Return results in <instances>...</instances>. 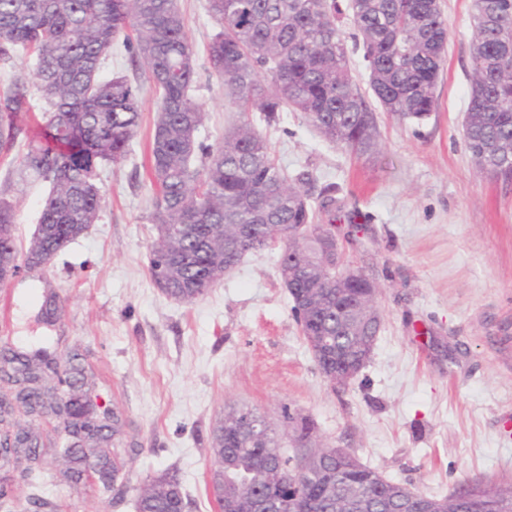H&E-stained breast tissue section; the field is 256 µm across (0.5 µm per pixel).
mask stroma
Instances as JSON below:
<instances>
[{
	"label": "stroma",
	"mask_w": 512,
	"mask_h": 512,
	"mask_svg": "<svg viewBox=\"0 0 512 512\" xmlns=\"http://www.w3.org/2000/svg\"><path fill=\"white\" fill-rule=\"evenodd\" d=\"M198 62L194 101L202 136L242 121L210 75L206 44L217 27L208 0H179ZM448 45L422 126L377 110L381 148L352 158L324 141L300 113L265 131L289 173L336 183L353 225L336 237L345 263L380 285L383 324L371 358L345 386L327 382L307 349L277 276V254H247L194 303L174 301L148 273L149 141L158 102L143 98L130 155L100 168L99 221L52 266L0 286V344L79 354L101 409L121 417L127 491L112 503L97 482L63 475L66 438L55 419L35 421L44 470L0 462L16 488L0 512H26L33 486L56 512H136L140 489L176 471L188 512H216L209 448L230 408L267 416L283 431L282 407L311 419L321 445L344 448L386 479L436 497L466 478L512 482V184L479 171L463 140L472 75L473 0H439ZM16 206L27 246L50 186L0 164V189ZM62 310L38 318L46 291Z\"/></svg>",
	"instance_id": "stroma-1"
}]
</instances>
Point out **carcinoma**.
<instances>
[{
    "mask_svg": "<svg viewBox=\"0 0 512 512\" xmlns=\"http://www.w3.org/2000/svg\"><path fill=\"white\" fill-rule=\"evenodd\" d=\"M217 31L207 58L224 101L237 112L258 113L271 127L284 112H300L325 140L357 157L380 149L376 115L355 83L339 19L349 15L362 49L374 97L391 116L411 126L424 124L437 109L436 85L448 42V28L435 0H209ZM473 80L464 142L479 169L512 183V0H473ZM132 70L159 99L150 138V221L148 270L166 296L193 303L223 280L242 255L236 244L249 235L255 250L278 243V277L300 265L315 272L325 263L320 242L333 238L336 186L320 188L307 171L288 176L261 133L246 120L216 142L200 137L205 113L192 98L197 63L177 0H0V63L30 58V75L16 76L0 90V161L19 175L33 174L51 185L38 229L26 250L15 237V209L0 191V265L14 274L43 272L64 247L97 223L105 198L98 166L123 162L141 126L139 83L124 74L104 77L102 65L117 42ZM43 103L44 122L24 153L14 152L25 128L21 115ZM307 235L295 238L299 226ZM291 313L323 376L367 363L369 339L382 325L356 314L368 291L356 279L346 288H314L296 275L284 284ZM58 295L44 297L41 317L58 319ZM45 349L0 346V380L13 386L0 404L5 460H41L39 436L25 418H66L74 437L95 458H113L102 488L122 495L116 445L118 419L99 425L74 402L57 395ZM235 419L214 435L210 454L223 472L212 481L222 512H249L244 503L269 500L268 512H349V496L369 490L355 512H397L403 485L387 480L355 455L320 456L315 473L291 489L273 483L277 472L304 465L309 453L298 446L314 427L307 417L282 407L294 454L276 435L253 442L243 428L261 427L266 416L232 410ZM512 498V484L483 479L457 483L445 512H472L466 496ZM187 503L174 473L153 481L137 498V512H177Z\"/></svg>",
    "mask_w": 512,
    "mask_h": 512,
    "instance_id": "obj_1",
    "label": "carcinoma"
}]
</instances>
